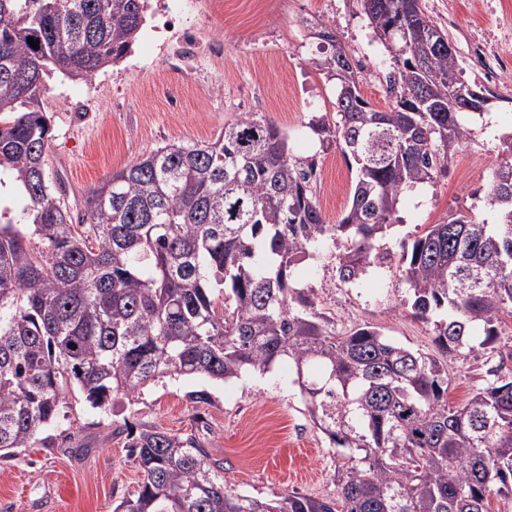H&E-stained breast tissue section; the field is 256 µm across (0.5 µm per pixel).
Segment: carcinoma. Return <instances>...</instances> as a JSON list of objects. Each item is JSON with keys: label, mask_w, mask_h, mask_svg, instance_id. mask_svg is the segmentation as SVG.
<instances>
[{"label": "carcinoma", "mask_w": 512, "mask_h": 512, "mask_svg": "<svg viewBox=\"0 0 512 512\" xmlns=\"http://www.w3.org/2000/svg\"><path fill=\"white\" fill-rule=\"evenodd\" d=\"M358 2L396 68L385 76L389 106L374 109L360 64L321 26L336 119L309 129L356 164L338 223L317 205L315 161L292 155L288 135L254 112L105 177L75 223L47 169L45 78L88 80L126 57L147 0H0V172L27 201L19 215L0 206V459L65 416L72 384L105 408L162 379L224 382L286 361L343 460L336 497L237 492L194 436L150 428L127 434L143 479L115 512H488L491 495H512V372L487 367L471 398L450 407L447 364L369 323L336 331L314 289L291 284L295 266L326 246L342 284L390 264L378 238L399 197L447 169L490 101L464 81L422 0ZM486 202L494 223L459 210L399 259L405 304L444 356L483 357L500 314L512 313V132L499 137Z\"/></svg>", "instance_id": "cac0c4a2"}]
</instances>
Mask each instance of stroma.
<instances>
[{
	"label": "stroma",
	"instance_id": "1",
	"mask_svg": "<svg viewBox=\"0 0 512 512\" xmlns=\"http://www.w3.org/2000/svg\"><path fill=\"white\" fill-rule=\"evenodd\" d=\"M424 10L448 32L470 84L492 88L494 124L475 125L435 184L405 191L402 221L384 244L393 256L427 225L469 208L488 218L480 202L489 188L498 138L512 130V70L499 84L479 74L469 55L472 37L490 42L512 60V25L502 23L500 0H423ZM201 41L217 40L218 53L199 52L191 66L171 63L174 30L145 25L124 61L92 79L54 73L44 108L51 119L50 177H62L70 214L105 176L169 143L215 137L239 113L255 112L289 136L294 155L315 161L318 206L337 223L349 201L355 164L341 149L321 148L308 127L319 115L335 118V84L319 64L328 54L314 32L327 22L350 56L363 64L360 89L376 109L389 101L385 74L392 62L375 40L356 0H217L212 14L187 13ZM294 285L314 289L316 307L346 330L370 323L391 340L437 354L430 325L405 305L398 264L370 269L359 285L340 284L329 258L300 266ZM448 401L459 405L481 384L482 362L449 356ZM204 402H197V394ZM156 426L195 436L224 463L231 488L271 499L284 492L335 496L337 460L311 422L299 389L282 368L226 383L203 376L164 380L123 400L118 412L95 408L79 388L68 394L64 418L47 429L48 447L18 449L0 460V512H114L138 487L141 475L127 456L126 429Z\"/></svg>",
	"mask_w": 512,
	"mask_h": 512
}]
</instances>
